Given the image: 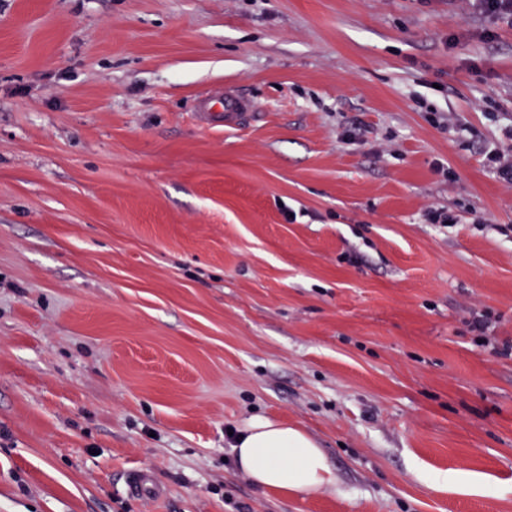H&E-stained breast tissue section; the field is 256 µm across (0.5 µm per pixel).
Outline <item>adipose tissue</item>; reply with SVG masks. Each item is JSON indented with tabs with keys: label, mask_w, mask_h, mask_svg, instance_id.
I'll return each mask as SVG.
<instances>
[{
	"label": "adipose tissue",
	"mask_w": 512,
	"mask_h": 512,
	"mask_svg": "<svg viewBox=\"0 0 512 512\" xmlns=\"http://www.w3.org/2000/svg\"><path fill=\"white\" fill-rule=\"evenodd\" d=\"M232 452L240 471L281 495L336 483L321 448L301 429L282 421L252 417L236 434Z\"/></svg>",
	"instance_id": "obj_1"
}]
</instances>
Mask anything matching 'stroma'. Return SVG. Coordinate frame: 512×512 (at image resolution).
I'll return each instance as SVG.
<instances>
[{"label":"stroma","mask_w":512,"mask_h":512,"mask_svg":"<svg viewBox=\"0 0 512 512\" xmlns=\"http://www.w3.org/2000/svg\"><path fill=\"white\" fill-rule=\"evenodd\" d=\"M511 127L474 0H0V512H512ZM256 415L335 488L238 470ZM224 109V126H240L246 117L251 113L253 104L240 96L220 94H208L202 98L201 110L198 116L202 122H206L209 116L215 115L213 112ZM485 159L497 178L504 185L512 188V159H507L503 153L495 149L485 154ZM129 489L138 496L155 498L163 491L156 483L153 473L149 469H140L134 472L129 479ZM429 480L437 486H452L465 492L477 491L479 489L476 481L464 473L438 472L430 475Z\"/></svg>","instance_id":"stroma-1"}]
</instances>
